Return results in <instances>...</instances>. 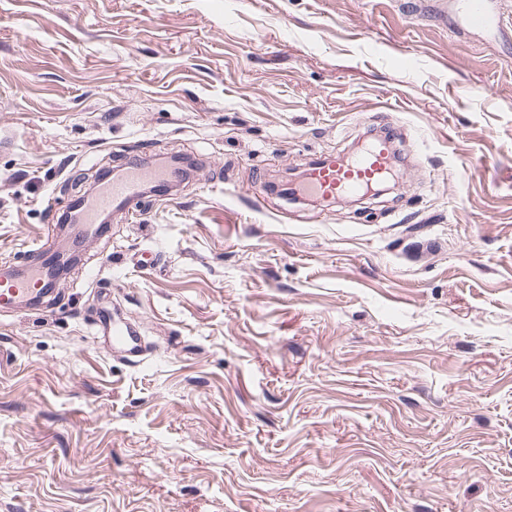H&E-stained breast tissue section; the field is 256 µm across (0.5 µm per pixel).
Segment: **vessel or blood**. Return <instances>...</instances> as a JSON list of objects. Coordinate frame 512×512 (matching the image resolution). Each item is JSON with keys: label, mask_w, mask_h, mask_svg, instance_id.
<instances>
[{"label": "vessel or blood", "mask_w": 512, "mask_h": 512, "mask_svg": "<svg viewBox=\"0 0 512 512\" xmlns=\"http://www.w3.org/2000/svg\"><path fill=\"white\" fill-rule=\"evenodd\" d=\"M461 22L467 30H486L498 25L500 19L492 0H465ZM402 135L401 125L395 124L390 126L387 138L367 147L356 160L349 161L339 156L315 163L309 168L305 181L294 188V195L333 198L370 189L389 171L394 144L401 140ZM178 179L175 169H153L138 161L129 162L123 171L112 175L107 186L89 205L72 216L69 224L48 225L46 238L34 247V257L27 268L7 269L0 273V309L27 311L35 307L39 298L51 293L54 274L67 257L66 252L57 246V239L80 246L98 238L101 235V213L136 201L147 184L166 185ZM96 333L125 358L139 357L142 352L137 324L115 321L110 311H103Z\"/></svg>", "instance_id": "obj_1"}]
</instances>
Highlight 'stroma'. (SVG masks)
<instances>
[{
    "mask_svg": "<svg viewBox=\"0 0 512 512\" xmlns=\"http://www.w3.org/2000/svg\"><path fill=\"white\" fill-rule=\"evenodd\" d=\"M0 0V261L197 164L0 311V512H512V0ZM403 126L396 193L276 188ZM158 260L144 269L145 250ZM135 320L138 362L94 336ZM461 22L466 30H486L499 25L500 18L491 0H465ZM179 180L173 168L152 169L139 161H130L123 171L113 173L107 186L72 216L70 224L47 225L45 240L30 250L34 258L27 268L11 269V265L4 264L8 267L0 275V309L22 312L35 308L40 313L47 312L49 307H41L42 302L36 301L52 292L55 271L67 257L66 249H60L55 241L63 235L67 246H83L101 236V213L136 201L148 183L166 185Z\"/></svg>",
    "mask_w": 512,
    "mask_h": 512,
    "instance_id": "1",
    "label": "stroma"
}]
</instances>
